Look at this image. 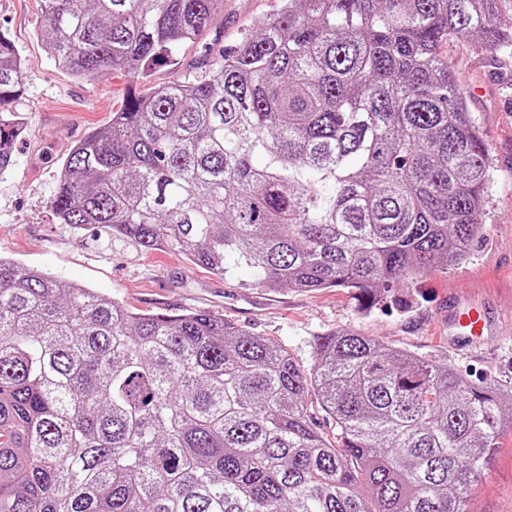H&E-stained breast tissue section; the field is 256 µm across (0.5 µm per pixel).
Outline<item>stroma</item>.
<instances>
[{
	"mask_svg": "<svg viewBox=\"0 0 512 512\" xmlns=\"http://www.w3.org/2000/svg\"><path fill=\"white\" fill-rule=\"evenodd\" d=\"M278 5V0H224L223 19L180 49L178 67H157L149 82L138 83L118 69L91 81L71 77L44 50L39 0H0V34L14 42L23 64L16 108L25 125L14 165L0 177V255L21 268L89 285L137 311L224 317L286 348L304 370L313 363V336L351 329L391 346L439 355L469 379L512 383V56L489 52L476 41L452 38L441 51L469 94L472 117L492 157L483 231L465 261L418 276L370 312H361L353 293L342 288L271 291L245 267L224 279L177 251H140L94 232L77 236L57 222L49 206L57 172L91 127L108 122L128 92H147L202 63L205 47H233L256 18ZM476 304L488 312L496 336L485 350H455L448 344V313ZM471 510L512 512V431L502 435Z\"/></svg>",
	"mask_w": 512,
	"mask_h": 512,
	"instance_id": "1",
	"label": "stroma"
}]
</instances>
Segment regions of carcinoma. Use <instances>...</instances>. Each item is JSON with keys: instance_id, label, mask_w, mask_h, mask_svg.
Instances as JSON below:
<instances>
[{"instance_id": "1", "label": "carcinoma", "mask_w": 512, "mask_h": 512, "mask_svg": "<svg viewBox=\"0 0 512 512\" xmlns=\"http://www.w3.org/2000/svg\"><path fill=\"white\" fill-rule=\"evenodd\" d=\"M512 0H280L198 72L129 93L50 207L141 250L363 308L465 260L492 165L440 51L512 55ZM48 55L135 80L224 0H42ZM0 35V174L24 119ZM288 350L207 312L135 313L0 256V512H470L512 388L341 329ZM337 445L307 420L310 394Z\"/></svg>"}]
</instances>
